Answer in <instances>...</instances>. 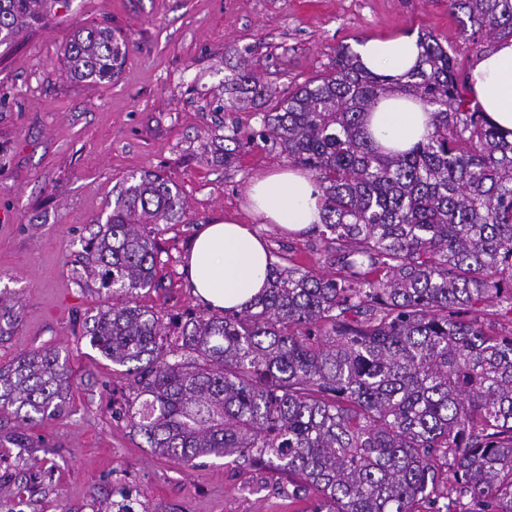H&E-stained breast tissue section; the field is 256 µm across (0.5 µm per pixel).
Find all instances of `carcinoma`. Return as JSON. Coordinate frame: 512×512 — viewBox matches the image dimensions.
<instances>
[{
    "label": "carcinoma",
    "instance_id": "1",
    "mask_svg": "<svg viewBox=\"0 0 512 512\" xmlns=\"http://www.w3.org/2000/svg\"><path fill=\"white\" fill-rule=\"evenodd\" d=\"M47 0H0V45L44 19ZM465 43L512 37V0H448ZM403 79L368 72L348 46L282 98L249 66L245 96L273 103L261 137L312 173L334 270L272 264L242 311L169 326L136 301L155 286L163 224L186 204L171 180L131 175L85 259L116 301L91 343L136 399L113 409L147 447L183 468L201 457L288 475L309 512H512V141L469 97L454 52L428 33ZM127 41L109 26L74 32L70 76L114 77ZM397 93L432 112L426 140L398 155L363 117ZM71 373L52 349L0 368V414L24 425L66 412ZM452 475L442 481L441 468ZM133 492L92 512H136Z\"/></svg>",
    "mask_w": 512,
    "mask_h": 512
}]
</instances>
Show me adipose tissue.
<instances>
[{
    "label": "adipose tissue",
    "mask_w": 512,
    "mask_h": 512,
    "mask_svg": "<svg viewBox=\"0 0 512 512\" xmlns=\"http://www.w3.org/2000/svg\"><path fill=\"white\" fill-rule=\"evenodd\" d=\"M362 67L401 77L419 61L412 36L371 38L357 49ZM471 96L486 118L512 140V39L480 55L468 73ZM422 101L399 94L381 98L364 117L366 134L385 152L402 153L431 130ZM252 209L263 223L306 233L322 221V192L307 174L283 169L252 179ZM273 262L266 242L251 225L227 218L200 225L183 272L193 293L213 309L243 310L261 296Z\"/></svg>",
    "instance_id": "ef3b65f1"
}]
</instances>
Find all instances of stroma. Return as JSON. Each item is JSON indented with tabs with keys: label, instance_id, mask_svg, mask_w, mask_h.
<instances>
[{
	"label": "stroma",
	"instance_id": "35a3bbf8",
	"mask_svg": "<svg viewBox=\"0 0 512 512\" xmlns=\"http://www.w3.org/2000/svg\"><path fill=\"white\" fill-rule=\"evenodd\" d=\"M102 23L128 43L119 75L71 78L61 63L70 36ZM426 32L455 49L461 71L472 67L476 53L462 50L447 0H69L0 46V298L16 303L0 310V367L50 348L73 375L64 416L28 426L0 418V483L22 479L17 434L33 446L30 466L52 471L34 493H6L0 512H61L125 487L175 512H302L287 476L214 457L182 468L113 418L131 389L90 341L112 295L87 268L84 246L127 178L167 176L187 213L159 235L158 285L137 301L166 322L206 313L181 273L197 227L228 214L248 219L250 181L288 164L258 136L268 104L216 111L225 83L246 61L285 96L330 70L339 46ZM234 129L253 141L228 165ZM256 230L274 259L327 270L334 245L318 233Z\"/></svg>",
	"mask_w": 512,
	"mask_h": 512
}]
</instances>
